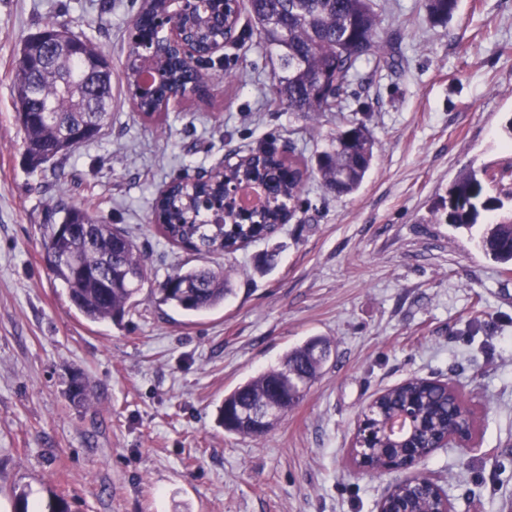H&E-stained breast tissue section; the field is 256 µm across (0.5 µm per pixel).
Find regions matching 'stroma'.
Returning a JSON list of instances; mask_svg holds the SVG:
<instances>
[{
    "instance_id": "obj_1",
    "label": "stroma",
    "mask_w": 512,
    "mask_h": 512,
    "mask_svg": "<svg viewBox=\"0 0 512 512\" xmlns=\"http://www.w3.org/2000/svg\"><path fill=\"white\" fill-rule=\"evenodd\" d=\"M425 0H374L399 63L364 72L350 117L373 133L360 188L310 183L271 239L197 257L168 242L153 204L174 178L221 166L260 139L310 162L336 132L330 114L279 106L258 37L227 45L206 98L170 108L163 127L134 110L122 70L142 0H0V512L26 491L33 512L58 494L70 512H378L401 478L353 460L363 408L411 377L469 401L472 434L420 469L456 512H512V267L436 209L466 167L512 183V0H460L432 23ZM56 19L112 64V121L75 151L66 177L30 169L16 121L25 39ZM92 206L138 242L151 286L183 267L223 268V308L188 314L141 292L121 322L92 323L45 262L57 203ZM331 357L263 438L228 433L217 407L309 337ZM92 389L68 398L73 375Z\"/></svg>"
}]
</instances>
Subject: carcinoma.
I'll return each mask as SVG.
<instances>
[{
  "instance_id": "1",
  "label": "carcinoma",
  "mask_w": 512,
  "mask_h": 512,
  "mask_svg": "<svg viewBox=\"0 0 512 512\" xmlns=\"http://www.w3.org/2000/svg\"><path fill=\"white\" fill-rule=\"evenodd\" d=\"M435 19L448 20L458 9V0H427ZM248 9L264 44L275 60L276 99L290 112H334L343 115L349 88L364 68L377 71L398 63L385 51L378 36L373 0H248ZM78 55L63 53L54 70L34 73L24 60L17 67L16 89L37 81V96L20 121L23 144L30 162L39 166L51 159L65 162L79 147L98 138L111 119L112 88L97 101V111L86 112L83 97L95 63L105 55L88 38L81 40ZM162 68L177 82L187 77L185 63L164 46L158 48ZM140 73L137 47L129 46L124 69L126 84ZM275 141L260 144L263 157L254 166L235 175L265 182L280 208L297 210L307 183L319 179L326 191L338 196L354 193L374 157V139L362 124L343 119L327 148L317 154L316 167L291 162L292 178L282 176L281 157ZM492 183L484 169H469L448 187L446 223L470 228L483 212L503 209L512 200V186L491 192ZM224 181L215 175L207 182L176 184L159 194L154 219L164 237L196 255L234 254L241 243L257 236L273 237L279 208L249 214L231 223L210 221L204 202L223 195ZM485 255L512 264V216L487 225L479 241ZM42 248L54 276L66 287L71 304L90 322L119 321L137 303L149 282L137 242L122 228L99 222L87 209L67 207L60 224L44 225ZM159 301L187 312H204L224 305L233 288L224 271L190 267L168 276L150 289ZM327 344L311 337L288 350L278 365L240 384L224 396L217 421L233 434L260 438L269 429L243 424L237 411L266 404L277 397L275 386L285 372H295L293 393L280 414L288 413L304 397L305 390L320 375L325 360L311 356L312 348ZM460 396L442 382L413 378L391 388L376 404L377 417H391L407 409L416 415L418 426L404 444L389 436H376L375 459L398 457L406 448H426L439 442L459 406ZM416 512H433L436 503L427 488L397 487L391 507L399 504Z\"/></svg>"
}]
</instances>
